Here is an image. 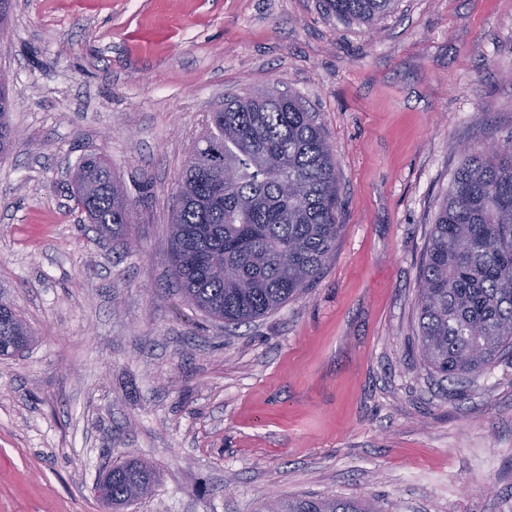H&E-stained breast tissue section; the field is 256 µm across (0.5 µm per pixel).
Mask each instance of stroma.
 I'll list each match as a JSON object with an SVG mask.
<instances>
[{
    "label": "stroma",
    "instance_id": "obj_1",
    "mask_svg": "<svg viewBox=\"0 0 512 512\" xmlns=\"http://www.w3.org/2000/svg\"><path fill=\"white\" fill-rule=\"evenodd\" d=\"M0 71V296L36 336L0 358V512H108L129 455L158 483L127 512H512V357L437 380L416 306L461 146L512 139V0H395L371 30L323 0H15ZM269 88L333 147L341 232L313 288L227 327L176 286L170 214L210 112ZM90 153L134 248L77 206ZM262 512H381L374 503H356L336 498H300L263 503Z\"/></svg>",
    "mask_w": 512,
    "mask_h": 512
}]
</instances>
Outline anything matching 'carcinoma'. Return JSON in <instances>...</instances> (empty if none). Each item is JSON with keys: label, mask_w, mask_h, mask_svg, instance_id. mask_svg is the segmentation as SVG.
<instances>
[{"label": "carcinoma", "mask_w": 512, "mask_h": 512, "mask_svg": "<svg viewBox=\"0 0 512 512\" xmlns=\"http://www.w3.org/2000/svg\"><path fill=\"white\" fill-rule=\"evenodd\" d=\"M394 0H324L368 29ZM0 112V151L14 141ZM75 198L102 237L126 239L135 206L101 154L76 169ZM337 162L298 98L257 92L224 101L193 145L170 224L182 295L227 326L254 322L311 287L336 252ZM419 341L429 369L450 381L512 356V142L467 147L435 214L417 289ZM0 343L25 323L0 302ZM102 477L112 512L152 491L155 468L136 457ZM261 512H381L335 498L269 501Z\"/></svg>", "instance_id": "1"}]
</instances>
